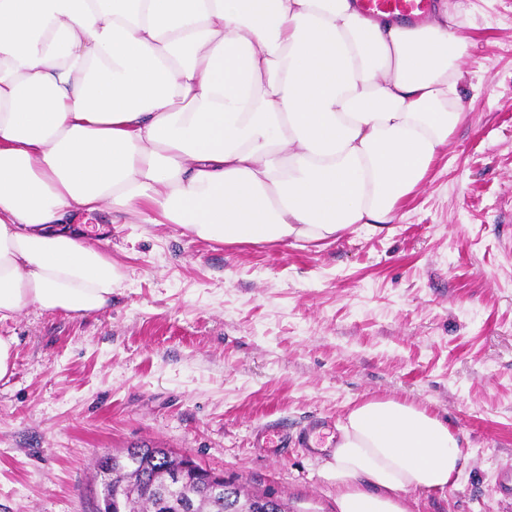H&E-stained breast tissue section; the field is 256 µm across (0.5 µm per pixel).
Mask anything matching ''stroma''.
Wrapping results in <instances>:
<instances>
[{
    "mask_svg": "<svg viewBox=\"0 0 512 512\" xmlns=\"http://www.w3.org/2000/svg\"><path fill=\"white\" fill-rule=\"evenodd\" d=\"M465 111L383 231L222 243L80 215L120 280L104 310L36 307L0 379V512H94L96 460L171 448L290 512H336L320 469L354 406L448 422L458 486L410 512H512V0H448ZM278 428L288 449L266 446Z\"/></svg>",
    "mask_w": 512,
    "mask_h": 512,
    "instance_id": "obj_1",
    "label": "stroma"
}]
</instances>
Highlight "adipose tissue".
<instances>
[{"mask_svg":"<svg viewBox=\"0 0 512 512\" xmlns=\"http://www.w3.org/2000/svg\"><path fill=\"white\" fill-rule=\"evenodd\" d=\"M456 29L448 0L416 23L358 0H0V321L111 304L83 212L220 242L393 223L461 120ZM339 430L336 512H409L466 457L411 404Z\"/></svg>","mask_w":512,"mask_h":512,"instance_id":"1","label":"adipose tissue"}]
</instances>
